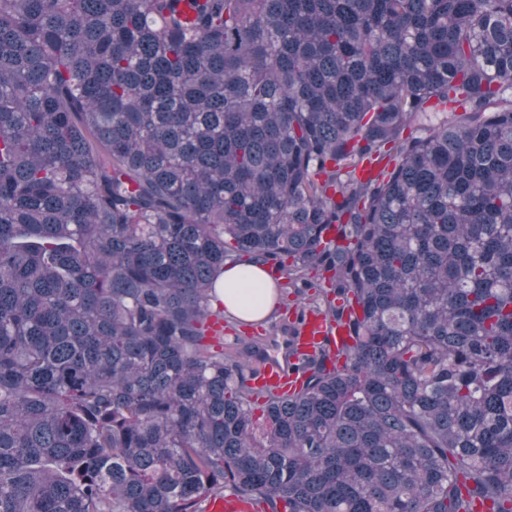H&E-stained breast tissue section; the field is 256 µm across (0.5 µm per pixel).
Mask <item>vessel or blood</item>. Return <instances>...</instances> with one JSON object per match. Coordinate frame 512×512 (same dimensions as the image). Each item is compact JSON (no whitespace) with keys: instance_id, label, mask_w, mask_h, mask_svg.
<instances>
[{"instance_id":"vessel-or-blood-1","label":"vessel or blood","mask_w":512,"mask_h":512,"mask_svg":"<svg viewBox=\"0 0 512 512\" xmlns=\"http://www.w3.org/2000/svg\"><path fill=\"white\" fill-rule=\"evenodd\" d=\"M344 344L342 329L325 316L307 312L299 324L295 336L281 335L267 340L263 352L255 358L261 371L257 386L275 389L279 393L294 390L297 374L295 365L306 354L312 353L324 339ZM246 502L233 495H218L208 499L205 512H245Z\"/></svg>"}]
</instances>
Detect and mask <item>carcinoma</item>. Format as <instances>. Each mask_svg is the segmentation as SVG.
<instances>
[{
    "label": "carcinoma",
    "instance_id": "1",
    "mask_svg": "<svg viewBox=\"0 0 512 512\" xmlns=\"http://www.w3.org/2000/svg\"><path fill=\"white\" fill-rule=\"evenodd\" d=\"M190 7L0 0V512H512V0ZM233 255L346 362L252 386ZM260 508L257 503H246L233 495H218L208 499L205 512H242L243 509Z\"/></svg>",
    "mask_w": 512,
    "mask_h": 512
}]
</instances>
